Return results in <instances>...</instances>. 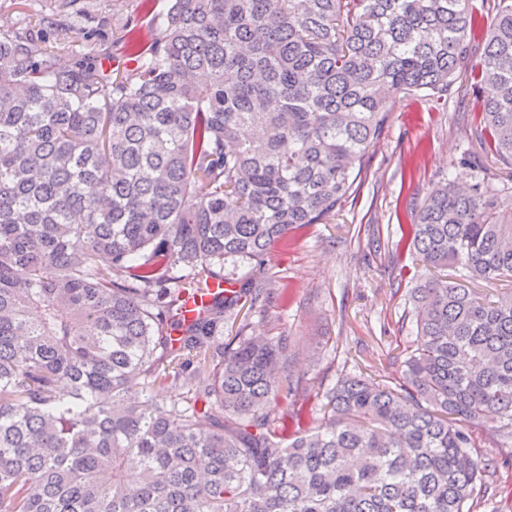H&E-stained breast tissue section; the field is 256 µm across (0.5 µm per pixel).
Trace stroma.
<instances>
[{
	"label": "stroma",
	"instance_id": "stroma-1",
	"mask_svg": "<svg viewBox=\"0 0 512 512\" xmlns=\"http://www.w3.org/2000/svg\"><path fill=\"white\" fill-rule=\"evenodd\" d=\"M139 0H84L87 13L74 19L71 37L59 41L73 53L121 58L112 39V21L135 10ZM462 67L448 103L396 96L389 105L385 134L370 149L359 194L327 224L299 230L288 251L274 250L269 261L273 299L248 317L253 333L285 336L294 373L310 388L328 389L353 367L379 379L397 376L398 357L416 329L408 290L413 267L389 258L398 218L418 206L442 175L471 183L463 153L483 151L481 101ZM495 419L475 428L476 452L495 464L476 512H512V441L494 431Z\"/></svg>",
	"mask_w": 512,
	"mask_h": 512
}]
</instances>
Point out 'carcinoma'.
<instances>
[{"instance_id": "cac0c4a2", "label": "carcinoma", "mask_w": 512, "mask_h": 512, "mask_svg": "<svg viewBox=\"0 0 512 512\" xmlns=\"http://www.w3.org/2000/svg\"><path fill=\"white\" fill-rule=\"evenodd\" d=\"M77 4L0 22V512H473L471 427L512 439V290L469 287L512 279V0L488 31L471 0H140L114 69L58 52ZM475 49L485 162L394 244L427 274L401 376L344 374L289 425L288 337L224 319L355 196L389 102L448 101Z\"/></svg>"}]
</instances>
